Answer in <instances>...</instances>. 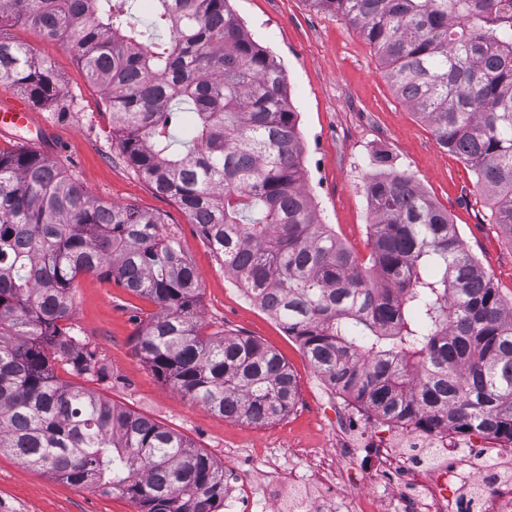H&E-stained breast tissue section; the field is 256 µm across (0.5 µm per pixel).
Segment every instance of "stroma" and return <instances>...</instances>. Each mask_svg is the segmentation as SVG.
<instances>
[{
    "label": "stroma",
    "instance_id": "obj_1",
    "mask_svg": "<svg viewBox=\"0 0 512 512\" xmlns=\"http://www.w3.org/2000/svg\"><path fill=\"white\" fill-rule=\"evenodd\" d=\"M228 7L285 71L303 143L305 188L338 240L358 258H368L374 217L364 183L390 170L407 172L447 211L494 286L512 302V239L491 221L490 202L467 163L440 148L430 126L397 96L377 50L310 0H228ZM5 34L30 46L59 79V100L38 110L55 132L47 157L76 177L92 198L159 215L164 233L179 240L199 273L203 332L250 336L277 350L296 377L298 397L287 415L263 426L223 419L189 402L163 384L133 349L137 329L156 313V305L115 281L81 275L73 290V332L95 350L108 372L107 380L91 382V389L187 436L223 465L229 480L239 473L237 448H275L281 462L296 463L301 473L326 463L333 401L299 342L266 311L243 300L198 226L128 165L112 132L108 91L87 78L76 56L29 27L9 25ZM376 464L369 448L353 449L340 460V512H356L365 497L377 494L371 481ZM0 512H137V507L122 495L27 469L5 453L0 454Z\"/></svg>",
    "mask_w": 512,
    "mask_h": 512
}]
</instances>
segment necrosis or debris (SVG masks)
<instances>
[{"label": "necrosis or debris", "mask_w": 512, "mask_h": 512, "mask_svg": "<svg viewBox=\"0 0 512 512\" xmlns=\"http://www.w3.org/2000/svg\"><path fill=\"white\" fill-rule=\"evenodd\" d=\"M336 402V446L339 456L364 447L370 426L386 429L373 441L384 460L374 474L375 483L394 491V498L368 500L369 512H512V474L492 478L481 470L486 449H497L504 461H512V439L484 430L464 434L452 430L425 429L402 425L378 415L358 401L354 394L333 390ZM432 448L437 462L430 468L414 466L408 451ZM242 462L262 466L265 483L236 485L225 507L227 512H336V472L315 469L296 481L291 468L278 464L271 449L244 450ZM413 484L417 495L401 496L403 485Z\"/></svg>", "instance_id": "obj_1"}]
</instances>
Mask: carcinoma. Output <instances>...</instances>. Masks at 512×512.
Instances as JSON below:
<instances>
[{"mask_svg":"<svg viewBox=\"0 0 512 512\" xmlns=\"http://www.w3.org/2000/svg\"><path fill=\"white\" fill-rule=\"evenodd\" d=\"M227 2L152 0L138 27L129 0H4L0 29L37 30L109 90L126 162L200 227L325 381L405 425L512 437V304L448 212L404 172L365 184L375 216L367 262L336 238L303 190L284 70ZM311 2L377 49L397 95L470 166L512 239V0ZM0 81L35 106L60 95L52 67L1 33ZM174 102L190 105L188 119ZM85 274L158 307L134 350L182 397L252 425L295 405L296 379L278 352L250 336L202 333L198 274L160 217L92 199L39 153L0 151V453L121 494L138 512H218L224 467L209 454L57 375L60 364L107 378L67 326Z\"/></svg>","mask_w":512,"mask_h":512,"instance_id":"carcinoma-1","label":"carcinoma"}]
</instances>
